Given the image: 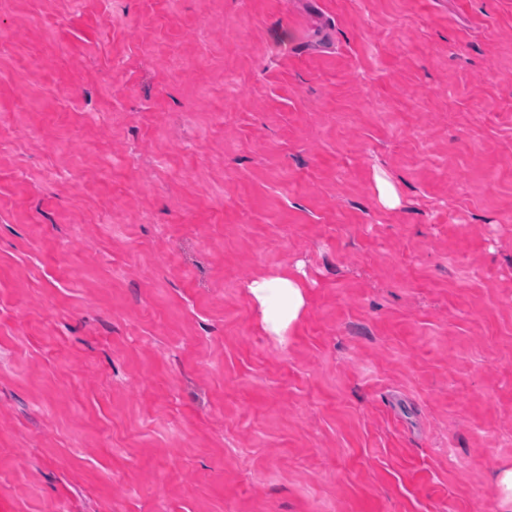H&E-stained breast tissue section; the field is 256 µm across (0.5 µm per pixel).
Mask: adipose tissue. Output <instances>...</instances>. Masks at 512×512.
I'll use <instances>...</instances> for the list:
<instances>
[{
    "label": "adipose tissue",
    "mask_w": 512,
    "mask_h": 512,
    "mask_svg": "<svg viewBox=\"0 0 512 512\" xmlns=\"http://www.w3.org/2000/svg\"><path fill=\"white\" fill-rule=\"evenodd\" d=\"M248 293L261 311L265 330L277 336L299 320L306 306L305 282L297 271L256 278Z\"/></svg>",
    "instance_id": "1"
}]
</instances>
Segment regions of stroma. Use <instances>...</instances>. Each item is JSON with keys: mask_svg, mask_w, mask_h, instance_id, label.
<instances>
[{"mask_svg": "<svg viewBox=\"0 0 512 512\" xmlns=\"http://www.w3.org/2000/svg\"><path fill=\"white\" fill-rule=\"evenodd\" d=\"M509 470L512 0H0V512H512ZM247 288L261 311L264 329L276 336L296 323L305 309L306 286L299 270L255 278Z\"/></svg>", "mask_w": 512, "mask_h": 512, "instance_id": "stroma-1", "label": "stroma"}]
</instances>
